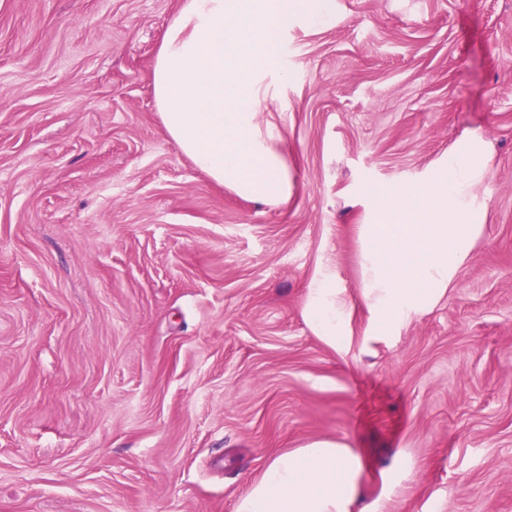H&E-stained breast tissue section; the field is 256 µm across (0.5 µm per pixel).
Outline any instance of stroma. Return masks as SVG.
<instances>
[{"label":"stroma","mask_w":512,"mask_h":512,"mask_svg":"<svg viewBox=\"0 0 512 512\" xmlns=\"http://www.w3.org/2000/svg\"><path fill=\"white\" fill-rule=\"evenodd\" d=\"M184 0H0V512H234L340 439L372 512H512V0H336L265 79L286 204L166 132L150 73ZM485 143L448 293L370 338L366 191ZM341 290L342 351L304 318Z\"/></svg>","instance_id":"stroma-1"}]
</instances>
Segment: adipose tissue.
Returning a JSON list of instances; mask_svg holds the SVG:
<instances>
[{
    "mask_svg": "<svg viewBox=\"0 0 512 512\" xmlns=\"http://www.w3.org/2000/svg\"><path fill=\"white\" fill-rule=\"evenodd\" d=\"M335 0H184L165 31L150 79L169 136L217 183L266 204L291 190L282 141L262 130L267 74L280 71L282 36L296 17L327 23ZM337 291L311 289L304 316L317 335L348 347ZM362 465L340 440H314L272 458L235 512H365Z\"/></svg>",
    "mask_w": 512,
    "mask_h": 512,
    "instance_id": "obj_1",
    "label": "adipose tissue"
}]
</instances>
